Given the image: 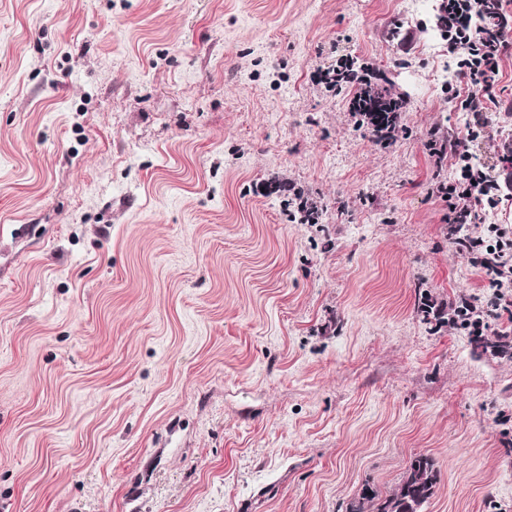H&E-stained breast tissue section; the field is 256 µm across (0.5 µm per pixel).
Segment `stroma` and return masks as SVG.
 <instances>
[{
	"mask_svg": "<svg viewBox=\"0 0 512 512\" xmlns=\"http://www.w3.org/2000/svg\"><path fill=\"white\" fill-rule=\"evenodd\" d=\"M436 13L405 0H0V512H345L434 459L424 512H512V359L423 303L448 235ZM385 76L377 144L341 57ZM501 106L471 151H512ZM318 208L301 221L300 199Z\"/></svg>",
	"mask_w": 512,
	"mask_h": 512,
	"instance_id": "obj_1",
	"label": "stroma"
}]
</instances>
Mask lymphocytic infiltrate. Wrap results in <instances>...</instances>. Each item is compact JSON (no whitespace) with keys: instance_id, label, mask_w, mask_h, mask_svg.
<instances>
[{"instance_id":"lymphocytic-infiltrate-1","label":"lymphocytic infiltrate","mask_w":512,"mask_h":512,"mask_svg":"<svg viewBox=\"0 0 512 512\" xmlns=\"http://www.w3.org/2000/svg\"><path fill=\"white\" fill-rule=\"evenodd\" d=\"M441 16L448 53L473 90L461 105L470 114L466 140L431 136L428 146L437 157L453 154L457 177L441 187L449 224H472L481 208H496L501 185L471 161L467 144L483 135L489 104L497 103L500 60L512 49V14L500 0H442ZM456 249L483 269L493 290L491 305L512 320V229L487 225L484 232L455 239Z\"/></svg>"}]
</instances>
